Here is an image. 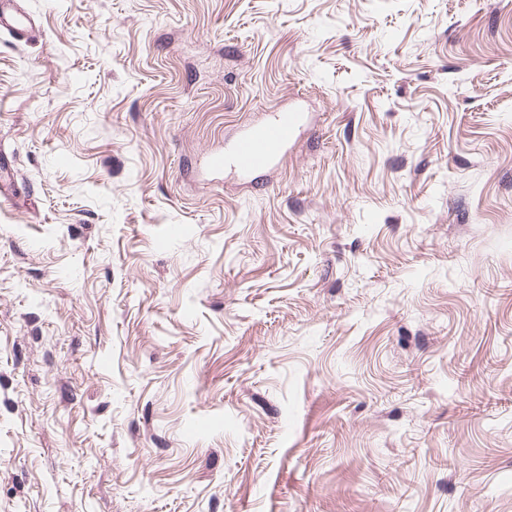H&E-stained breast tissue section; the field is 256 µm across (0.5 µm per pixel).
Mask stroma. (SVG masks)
I'll return each mask as SVG.
<instances>
[{"mask_svg":"<svg viewBox=\"0 0 512 512\" xmlns=\"http://www.w3.org/2000/svg\"><path fill=\"white\" fill-rule=\"evenodd\" d=\"M18 2L0 512H512V0ZM304 122V112L286 107L272 112L264 120L242 131L229 153L213 154L209 164L219 170L230 166L241 177L269 170L297 137Z\"/></svg>","mask_w":512,"mask_h":512,"instance_id":"stroma-1","label":"stroma"}]
</instances>
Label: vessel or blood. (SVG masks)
Returning <instances> with one entry per match:
<instances>
[{
	"instance_id": "vessel-or-blood-1",
	"label": "vessel or blood",
	"mask_w": 512,
	"mask_h": 512,
	"mask_svg": "<svg viewBox=\"0 0 512 512\" xmlns=\"http://www.w3.org/2000/svg\"><path fill=\"white\" fill-rule=\"evenodd\" d=\"M0 30L28 37L34 28L30 19L14 7L12 0H0ZM303 122L304 114L296 107L272 112L242 131L230 152L212 155L209 164L216 170L231 167L245 178L271 169L296 138Z\"/></svg>"
}]
</instances>
